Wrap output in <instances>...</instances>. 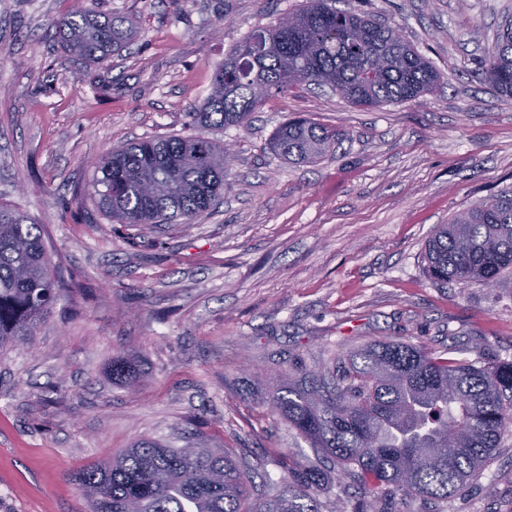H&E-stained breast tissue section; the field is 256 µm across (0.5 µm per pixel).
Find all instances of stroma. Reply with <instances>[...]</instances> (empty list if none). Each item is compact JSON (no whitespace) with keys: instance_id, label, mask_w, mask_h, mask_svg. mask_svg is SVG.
Segmentation results:
<instances>
[{"instance_id":"stroma-1","label":"stroma","mask_w":512,"mask_h":512,"mask_svg":"<svg viewBox=\"0 0 512 512\" xmlns=\"http://www.w3.org/2000/svg\"><path fill=\"white\" fill-rule=\"evenodd\" d=\"M302 3L85 0L134 27L95 67L51 35L71 0H0V203L44 225L54 261L96 286L79 314L55 311L31 346L0 353V512H89L73 474L141 438L198 434L280 482L270 449L313 457L266 392L293 359L328 366L392 339L512 362V280L439 288L423 261L435 225L512 190V98L474 76L512 0H336L397 27L439 86L368 108L314 86L267 99L248 128L215 131L232 145L224 198L190 224H115L74 199L91 159L186 134L227 52ZM299 116L342 136L317 163L268 148ZM119 355L136 385L113 380ZM382 505L512 512V432L448 500Z\"/></svg>"}]
</instances>
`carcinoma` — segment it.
<instances>
[{
    "label": "carcinoma",
    "instance_id": "cac0c4a2",
    "mask_svg": "<svg viewBox=\"0 0 512 512\" xmlns=\"http://www.w3.org/2000/svg\"><path fill=\"white\" fill-rule=\"evenodd\" d=\"M53 35L85 65L123 50L130 27L72 0ZM479 79L512 98V21L481 61ZM440 75L398 29L331 0H307L255 29L224 58L198 112L196 135L146 138L94 161L86 194L116 224L146 229L189 224L224 197L227 146L208 131L245 128L258 104L300 85L328 87L364 107L415 100ZM339 137L310 118L290 120L270 140L278 156L314 163ZM426 273L441 288L500 282L512 274V191L439 224L424 250ZM92 285L56 267L43 225L0 204V352L33 344L60 302L85 301ZM112 379L135 383L125 357ZM275 413L312 448L306 465L277 454L282 487L254 497L259 473L228 448L141 440L75 476L91 512H320L335 469L362 487L354 512H384L379 494L445 500L480 473L512 430V363L449 358L425 347L378 340L339 367L301 363L269 378Z\"/></svg>",
    "mask_w": 512,
    "mask_h": 512
}]
</instances>
